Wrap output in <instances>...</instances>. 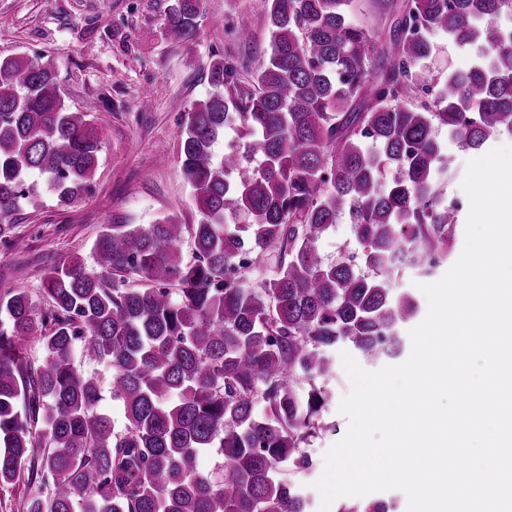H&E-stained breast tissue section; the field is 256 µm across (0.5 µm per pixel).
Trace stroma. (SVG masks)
I'll return each instance as SVG.
<instances>
[{
  "label": "stroma",
  "instance_id": "obj_1",
  "mask_svg": "<svg viewBox=\"0 0 512 512\" xmlns=\"http://www.w3.org/2000/svg\"><path fill=\"white\" fill-rule=\"evenodd\" d=\"M169 0H0V55L24 54L54 60L59 88L72 110L87 114L101 135L102 151L90 193L69 205L44 194L21 210L0 243V294L28 289L43 301L46 269L69 257L93 264V244L108 224H153L171 217L194 224L199 213L183 178L179 157L180 115L205 99L211 86L208 64L230 57L248 73L268 50L266 0H202L196 36L173 44L163 32ZM248 30L241 41L239 30ZM149 108H142L143 97ZM325 261H360L354 228L340 218L323 236ZM75 363L101 387V409L115 423L123 412L110 395L113 370L83 347ZM325 387L329 431L306 450L312 467L300 481L317 512L314 483L324 471V454L341 440L348 420L339 411L350 382L336 368Z\"/></svg>",
  "mask_w": 512,
  "mask_h": 512
}]
</instances>
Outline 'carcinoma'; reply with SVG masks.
Here are the masks:
<instances>
[{"label": "carcinoma", "mask_w": 512, "mask_h": 512, "mask_svg": "<svg viewBox=\"0 0 512 512\" xmlns=\"http://www.w3.org/2000/svg\"><path fill=\"white\" fill-rule=\"evenodd\" d=\"M198 2L173 0L167 40L195 34ZM266 2L269 50L251 80L214 59L213 92L183 113L198 222L107 224L95 269L75 257L46 270L47 306L23 288L0 297V485L25 486L24 512H309L294 475L331 429L332 394L317 380L334 372L332 352L400 356L418 304L396 293L398 276L430 275L451 254L457 215L438 186L436 129L468 149L512 132V28L498 24L512 0H384L385 28L352 23L349 0ZM439 35L480 53L432 78L424 61ZM228 126L243 150L218 157ZM100 151L51 61L0 56V239L41 190L64 205L83 196ZM242 213L249 223L232 222ZM343 215L368 275L319 251ZM269 259L274 276L244 286ZM34 335L38 366L21 348ZM79 340L112 365L121 428L75 365ZM213 449L218 479L198 468Z\"/></svg>", "instance_id": "carcinoma-1"}]
</instances>
